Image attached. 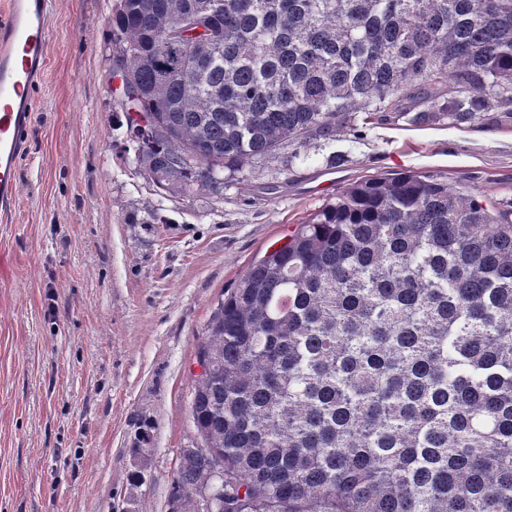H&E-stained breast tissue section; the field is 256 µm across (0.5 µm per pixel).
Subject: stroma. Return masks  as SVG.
Listing matches in <instances>:
<instances>
[{"instance_id":"obj_1","label":"stroma","mask_w":512,"mask_h":512,"mask_svg":"<svg viewBox=\"0 0 512 512\" xmlns=\"http://www.w3.org/2000/svg\"><path fill=\"white\" fill-rule=\"evenodd\" d=\"M117 4L52 0L19 199L0 217V512H170L218 301L346 187L414 171L512 203V115L496 109L461 126L379 113L225 172L222 195L157 188L107 80Z\"/></svg>"}]
</instances>
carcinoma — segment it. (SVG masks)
Returning <instances> with one entry per match:
<instances>
[{
    "instance_id": "cac0c4a2",
    "label": "carcinoma",
    "mask_w": 512,
    "mask_h": 512,
    "mask_svg": "<svg viewBox=\"0 0 512 512\" xmlns=\"http://www.w3.org/2000/svg\"><path fill=\"white\" fill-rule=\"evenodd\" d=\"M112 44L144 171L183 194L359 112L512 115V0H119ZM197 362L171 512L219 463L221 512H512V210L351 185L247 269Z\"/></svg>"
}]
</instances>
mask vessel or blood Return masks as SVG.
<instances>
[{
    "mask_svg": "<svg viewBox=\"0 0 512 512\" xmlns=\"http://www.w3.org/2000/svg\"><path fill=\"white\" fill-rule=\"evenodd\" d=\"M49 0H6L0 14V213L19 195L18 162L49 55Z\"/></svg>",
    "mask_w": 512,
    "mask_h": 512,
    "instance_id": "obj_1",
    "label": "vessel or blood"
}]
</instances>
